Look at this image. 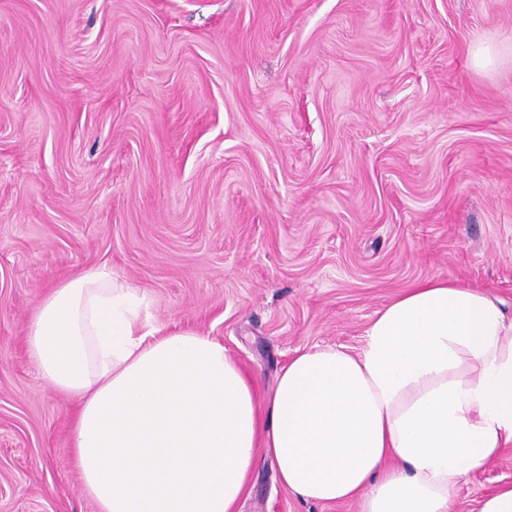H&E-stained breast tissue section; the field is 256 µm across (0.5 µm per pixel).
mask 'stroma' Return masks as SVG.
I'll return each mask as SVG.
<instances>
[{
  "instance_id": "stroma-1",
  "label": "stroma",
  "mask_w": 512,
  "mask_h": 512,
  "mask_svg": "<svg viewBox=\"0 0 512 512\" xmlns=\"http://www.w3.org/2000/svg\"><path fill=\"white\" fill-rule=\"evenodd\" d=\"M101 267L261 394L428 279L512 315V0H0V512H96L26 324ZM505 483L512 447L458 512ZM238 512L358 506L264 462Z\"/></svg>"
}]
</instances>
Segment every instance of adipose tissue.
Masks as SVG:
<instances>
[{
    "label": "adipose tissue",
    "mask_w": 512,
    "mask_h": 512,
    "mask_svg": "<svg viewBox=\"0 0 512 512\" xmlns=\"http://www.w3.org/2000/svg\"><path fill=\"white\" fill-rule=\"evenodd\" d=\"M97 268L32 313V362L79 398L72 464L97 512H236L259 460L301 499L456 512L465 477L512 446V316L442 279L376 312L359 352L301 351L258 398L222 343L153 324Z\"/></svg>",
    "instance_id": "1"
}]
</instances>
